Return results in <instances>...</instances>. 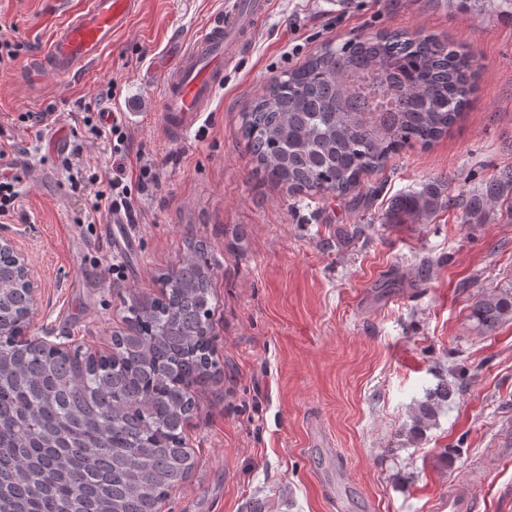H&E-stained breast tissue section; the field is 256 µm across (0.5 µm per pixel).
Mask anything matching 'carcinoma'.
Listing matches in <instances>:
<instances>
[{"label":"carcinoma","mask_w":512,"mask_h":512,"mask_svg":"<svg viewBox=\"0 0 512 512\" xmlns=\"http://www.w3.org/2000/svg\"><path fill=\"white\" fill-rule=\"evenodd\" d=\"M512 17V0H448ZM471 55L435 35L386 32L327 45L280 74L242 126L263 176L292 191L345 197L404 147L448 133L474 91ZM512 194V170L468 203L429 181L392 205L407 224L460 209L467 224ZM159 277L160 296L125 306L112 360H62L16 343L0 351V512H161L190 475L184 432L194 387L218 372L211 335L213 267L204 244ZM15 267L0 263V327L29 324ZM491 329L512 319V293H484L471 311Z\"/></svg>","instance_id":"cac0c4a2"}]
</instances>
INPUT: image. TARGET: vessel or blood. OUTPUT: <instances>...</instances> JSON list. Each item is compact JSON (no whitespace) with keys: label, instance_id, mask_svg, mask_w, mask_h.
<instances>
[{"label":"vessel or blood","instance_id":"obj_1","mask_svg":"<svg viewBox=\"0 0 512 512\" xmlns=\"http://www.w3.org/2000/svg\"><path fill=\"white\" fill-rule=\"evenodd\" d=\"M138 0H86L69 11L47 45L28 63L29 72H48L71 80L88 72L126 29ZM270 0H233L223 15L202 26L179 53L165 75L159 106L161 125L169 139L182 140L209 112L224 70L249 49L255 22Z\"/></svg>","mask_w":512,"mask_h":512}]
</instances>
